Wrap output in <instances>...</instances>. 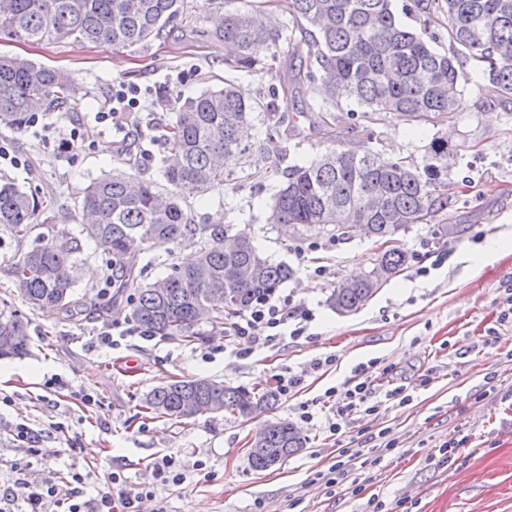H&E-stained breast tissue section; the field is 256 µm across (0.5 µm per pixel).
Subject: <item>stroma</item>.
<instances>
[{
	"label": "stroma",
	"instance_id": "35a3bbf8",
	"mask_svg": "<svg viewBox=\"0 0 512 512\" xmlns=\"http://www.w3.org/2000/svg\"><path fill=\"white\" fill-rule=\"evenodd\" d=\"M215 15L196 0L166 29L164 38L115 51L84 42L34 44L0 38V53L18 55L75 78L76 111L38 109L39 122L22 131L0 125V141L22 160H0V183L33 194L46 209L37 221L75 228L77 204L90 181L126 169L167 190L163 178L170 153L161 131L174 122L178 101L233 80L255 103L238 167L248 181L202 191L179 190L194 223H223L229 234L249 231L255 246L293 268L281 294L314 313L303 336L283 337L241 353L223 328L199 325L186 340L154 335L102 343L113 320L129 321V301L109 315L96 314L113 288L106 280L109 257L88 243L85 272L76 287L81 307L69 317L57 310H26L0 272V307L25 311L30 353L0 359V485L25 456L16 424L40 430L62 423L66 430L42 444L46 467L56 474L61 497L74 489L71 462L96 482L117 473L124 487L150 486L139 512H512V240L489 263H470L487 241L512 232V103L496 99L480 61L462 68L464 106L444 125L415 126L391 116L351 115L346 105L323 104L312 83L294 86L288 113L300 136L268 135L265 106L273 88L287 82L296 61L280 54L273 71L245 73L224 68V43L215 36ZM137 89L143 112L128 145L112 141L110 125L97 113L112 108V88ZM452 143L448 183L453 200L432 224H413L397 245L411 260L366 305L341 314L326 298L343 278L368 273L386 243L365 234H339L333 227L295 229L268 216L285 173L309 164L326 147H367L385 160L420 161L437 136ZM263 182L252 180V173ZM464 224L467 232L439 247L433 224ZM374 365L382 386L406 387L409 402L388 400L373 413L351 415L341 433L324 426L330 388L354 386L358 369ZM293 373L302 382L280 397L272 415L296 424L305 447L282 465L253 470L250 439L267 419L229 413L169 419L147 411L143 400L163 383L210 379L231 386L276 387ZM95 398L84 406L81 394ZM309 408L311 421L300 418ZM455 441L454 456L444 445ZM360 452L364 463L349 480L327 485L342 449ZM167 456L180 481L152 478V465Z\"/></svg>",
	"mask_w": 512,
	"mask_h": 512
}]
</instances>
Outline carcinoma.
<instances>
[{
	"instance_id": "carcinoma-1",
	"label": "carcinoma",
	"mask_w": 512,
	"mask_h": 512,
	"mask_svg": "<svg viewBox=\"0 0 512 512\" xmlns=\"http://www.w3.org/2000/svg\"><path fill=\"white\" fill-rule=\"evenodd\" d=\"M183 9V0H0V38L37 43L83 40L128 49L160 37L166 22ZM409 13L424 15L413 29L396 16L392 0H287V11L301 39H288L300 57L296 83L320 81L318 93L334 104L405 118L410 125L437 126L463 106L461 69L472 56L485 64L484 76L503 101H512V0H410ZM447 24L448 52L433 45V16ZM236 54L225 67L245 72L273 71L279 26L257 22L246 10H229L219 32ZM75 110L80 98L67 71L32 60L0 55V124L23 130L36 106ZM254 106L230 83L185 100L164 134L174 162L165 170L169 192L124 171L93 180L78 205L79 230L51 226L39 231L34 219L41 205L12 183L0 185V230L17 242L35 237L27 252L0 258V268L32 310L69 311L78 305L77 272L85 261L84 242L93 241L112 256L116 295L134 289L132 319L145 331L165 338H191L201 306L219 326L256 302L275 294L294 276L245 243L224 250V225L194 224L175 189L191 183L202 189L224 186L226 160L242 153L240 132ZM448 138L427 145L420 166L380 162L376 154L331 148L308 166L289 170L279 186L269 221L316 228L325 224H365L387 242L407 229L399 217L424 223L448 209L452 198L437 190ZM465 231L461 224H436L441 246ZM197 247L193 263L170 264L169 273L147 286L138 284L142 252L171 257L175 248ZM400 247L386 250L378 264L386 272L356 278L355 287L332 290L327 305L348 313L364 306L409 264ZM28 323L17 312L0 309V357L28 354ZM211 413L219 408L241 417L272 411L277 390L253 391L206 379H186L155 387L146 405L159 417L178 419L183 401ZM264 447L280 462L305 447L306 438L288 420L266 424Z\"/></svg>"
}]
</instances>
